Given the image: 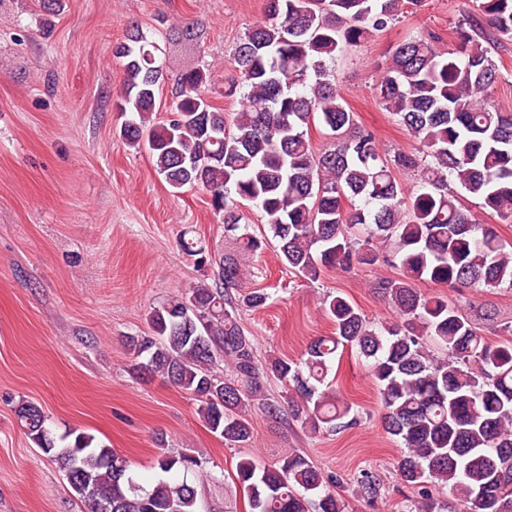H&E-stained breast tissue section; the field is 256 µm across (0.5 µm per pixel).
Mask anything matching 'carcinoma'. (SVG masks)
Segmentation results:
<instances>
[{"mask_svg":"<svg viewBox=\"0 0 512 512\" xmlns=\"http://www.w3.org/2000/svg\"><path fill=\"white\" fill-rule=\"evenodd\" d=\"M457 28L460 54L446 55L434 37L396 46L379 81L380 106L418 143L417 152L382 157L375 134L355 127L354 113L336 84L331 63L396 21L401 0H266L265 20L236 44L235 76L224 97L240 108L224 112L205 97L206 68L183 71L171 87L167 117H154L165 83L153 35L131 25L112 50L125 80L113 101L124 121L120 135L146 149L154 168L179 193L188 186L208 194L224 213V234L238 254H212L193 238L182 250L209 282L186 289L154 309L150 333L127 338L133 369L159 376L190 394L196 413L230 445L253 437L249 398L271 374L284 383L295 421L316 434L357 422L326 378L339 350L368 363L381 395L385 431L404 448L401 480L424 501L449 489L464 512H512V324L493 344L445 294L414 287L512 288V253L495 225L480 223L450 184L481 200V207L512 223V113L492 92L500 78L488 47L512 42V0H473ZM331 143L315 151L314 118ZM411 172L408 190L396 172ZM253 203L266 234L248 232L236 199ZM363 206H355V199ZM285 266L314 280L322 269H348L379 260L395 263L402 278L378 288L399 321L374 326L346 298H324L335 326L298 361H260L239 325L229 289L237 286L243 257L257 256L268 239ZM393 242L389 255L381 245ZM271 298L248 292L241 306L258 309ZM231 374L219 373L223 364ZM25 434L64 473L83 512H199L190 477L205 466L192 453H163L155 462L167 477L149 487L129 461L79 429L56 435L41 406L15 410ZM236 485L251 512H345L334 481L309 457L291 452L276 463L252 458L236 464Z\"/></svg>","mask_w":512,"mask_h":512,"instance_id":"1","label":"carcinoma"}]
</instances>
